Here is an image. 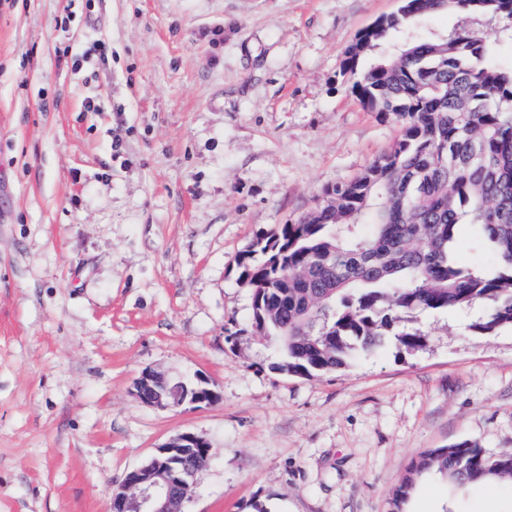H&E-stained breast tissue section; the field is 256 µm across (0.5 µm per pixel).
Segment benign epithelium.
I'll list each match as a JSON object with an SVG mask.
<instances>
[{"label":"benign epithelium","instance_id":"benign-epithelium-1","mask_svg":"<svg viewBox=\"0 0 512 512\" xmlns=\"http://www.w3.org/2000/svg\"><path fill=\"white\" fill-rule=\"evenodd\" d=\"M135 388L143 402L169 409L217 401V395L203 380L190 385L182 382L172 388L169 380L150 370L141 373ZM191 450L205 460L211 458L210 443L191 432L157 447L150 456L151 466L131 469L120 484L113 486L110 512H185L197 475V471L182 466L183 457Z\"/></svg>","mask_w":512,"mask_h":512}]
</instances>
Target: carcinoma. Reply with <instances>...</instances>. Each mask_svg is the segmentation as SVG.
<instances>
[{
  "mask_svg": "<svg viewBox=\"0 0 512 512\" xmlns=\"http://www.w3.org/2000/svg\"><path fill=\"white\" fill-rule=\"evenodd\" d=\"M511 5L402 0L347 49L351 93L392 117L400 136L356 177L326 189L315 210L257 243L259 261L243 263L252 325L281 350L276 369L305 377L343 369L382 345L393 313L482 305L487 314L474 330L512 329V70L494 65L485 36L465 27L378 53L432 14L505 19ZM464 221L494 255V276L456 259ZM396 339L409 350L423 343L417 330ZM430 473L452 487L512 480V454L469 441L428 450L394 491V508Z\"/></svg>",
  "mask_w": 512,
  "mask_h": 512,
  "instance_id": "carcinoma-1",
  "label": "carcinoma"
}]
</instances>
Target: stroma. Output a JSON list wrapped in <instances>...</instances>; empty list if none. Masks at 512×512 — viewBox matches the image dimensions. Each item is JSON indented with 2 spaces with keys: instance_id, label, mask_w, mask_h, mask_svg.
<instances>
[{
  "instance_id": "obj_1",
  "label": "stroma",
  "mask_w": 512,
  "mask_h": 512,
  "mask_svg": "<svg viewBox=\"0 0 512 512\" xmlns=\"http://www.w3.org/2000/svg\"><path fill=\"white\" fill-rule=\"evenodd\" d=\"M397 0H0V512H109L108 487L192 432L186 512H392L407 469L468 440L512 453V331L415 311L374 353L277 371L238 262L388 151L344 53ZM512 37L484 14L411 29ZM221 36H214V29ZM98 44L93 55L83 47ZM100 109L87 111L88 99ZM152 369L213 404L141 402ZM404 512H512L428 477Z\"/></svg>"
}]
</instances>
